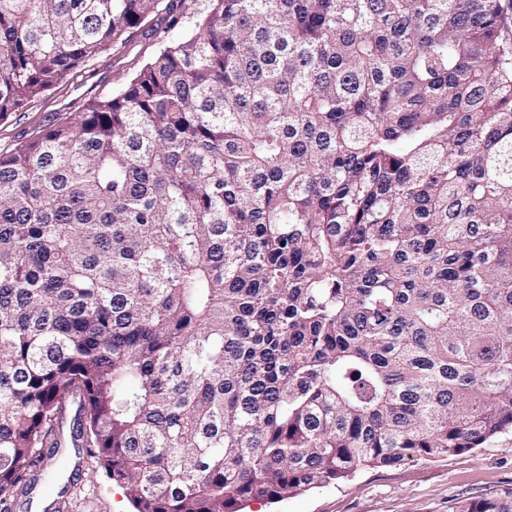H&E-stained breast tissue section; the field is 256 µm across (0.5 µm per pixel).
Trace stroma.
<instances>
[{
  "instance_id": "1",
  "label": "stroma",
  "mask_w": 512,
  "mask_h": 512,
  "mask_svg": "<svg viewBox=\"0 0 512 512\" xmlns=\"http://www.w3.org/2000/svg\"><path fill=\"white\" fill-rule=\"evenodd\" d=\"M153 37L135 32L121 54L104 52L55 91L0 122V153L33 131L68 116L85 100L112 90L152 52ZM88 453L60 449L50 466L54 483H37L13 512H36L43 501L64 512H134L124 488L96 471ZM512 489V431L475 450L438 459H413L392 467L364 468L338 484L307 489L274 503L251 502L248 512H452L456 504Z\"/></svg>"
}]
</instances>
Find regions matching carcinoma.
Returning <instances> with one entry per match:
<instances>
[{"label": "carcinoma", "mask_w": 512, "mask_h": 512, "mask_svg": "<svg viewBox=\"0 0 512 512\" xmlns=\"http://www.w3.org/2000/svg\"><path fill=\"white\" fill-rule=\"evenodd\" d=\"M512 0H0V512L62 447L241 512L512 430ZM454 512H512V491ZM142 29L135 32L123 53L116 55L110 49L100 54L81 73L65 79L58 89L0 122V153L11 150L38 128L61 121L85 100L126 80L154 48V38L143 34Z\"/></svg>", "instance_id": "cac0c4a2"}]
</instances>
